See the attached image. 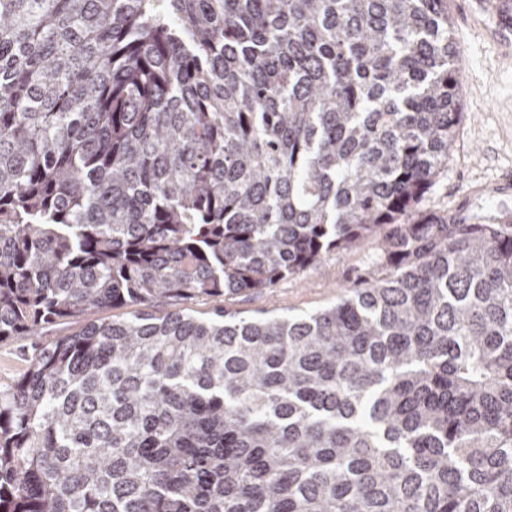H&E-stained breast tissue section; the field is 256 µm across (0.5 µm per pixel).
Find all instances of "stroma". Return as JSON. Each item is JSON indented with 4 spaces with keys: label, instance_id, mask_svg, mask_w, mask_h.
<instances>
[{
    "label": "stroma",
    "instance_id": "stroma-1",
    "mask_svg": "<svg viewBox=\"0 0 512 512\" xmlns=\"http://www.w3.org/2000/svg\"><path fill=\"white\" fill-rule=\"evenodd\" d=\"M463 69L459 77L463 119L448 167L423 198L422 210L485 213L512 210V193H496L512 176V62L501 56L489 34L495 15L477 0H448ZM380 239L373 236L337 249L304 271L284 277L270 289L241 296L199 297L194 314L205 318L215 309L248 317L307 314L334 305L354 283L375 269Z\"/></svg>",
    "mask_w": 512,
    "mask_h": 512
}]
</instances>
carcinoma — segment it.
Here are the masks:
<instances>
[{"label":"carcinoma","mask_w":512,"mask_h":512,"mask_svg":"<svg viewBox=\"0 0 512 512\" xmlns=\"http://www.w3.org/2000/svg\"><path fill=\"white\" fill-rule=\"evenodd\" d=\"M448 0H0V512H512V210L419 209ZM333 307L271 288L378 233ZM391 229L386 225L379 234L353 247L336 249L299 274L284 277L274 288L256 290L247 295L199 297L189 302L195 315L205 318L215 309L248 317H272L283 314H307L334 305L354 283L367 277L380 255V238ZM31 345L27 340L0 343V386L5 387L19 378L28 367Z\"/></svg>","instance_id":"carcinoma-1"}]
</instances>
